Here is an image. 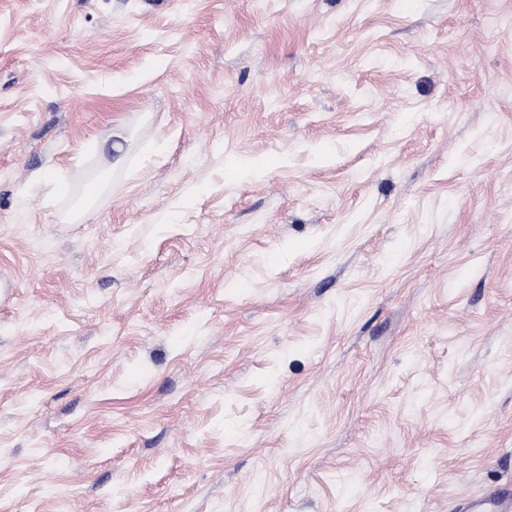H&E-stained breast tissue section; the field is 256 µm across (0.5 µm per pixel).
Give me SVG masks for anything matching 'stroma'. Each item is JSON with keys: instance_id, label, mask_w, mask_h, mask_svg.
<instances>
[{"instance_id": "1", "label": "stroma", "mask_w": 512, "mask_h": 512, "mask_svg": "<svg viewBox=\"0 0 512 512\" xmlns=\"http://www.w3.org/2000/svg\"><path fill=\"white\" fill-rule=\"evenodd\" d=\"M0 512L512 508V0H0Z\"/></svg>"}]
</instances>
